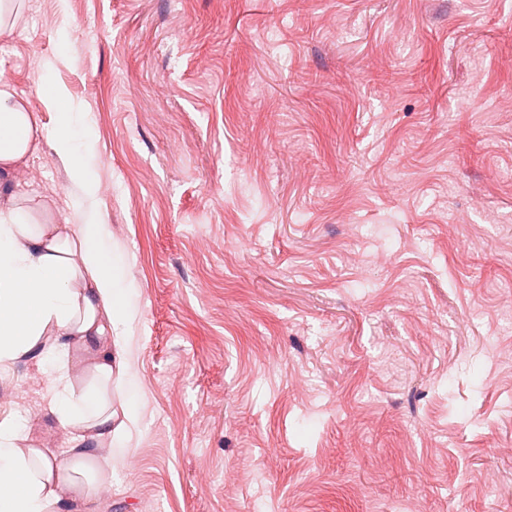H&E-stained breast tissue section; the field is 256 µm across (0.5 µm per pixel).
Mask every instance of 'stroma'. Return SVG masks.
Returning <instances> with one entry per match:
<instances>
[{
    "label": "stroma",
    "instance_id": "1",
    "mask_svg": "<svg viewBox=\"0 0 512 512\" xmlns=\"http://www.w3.org/2000/svg\"><path fill=\"white\" fill-rule=\"evenodd\" d=\"M0 66L89 112L132 290L142 421L79 512H512V0H27ZM45 386L0 411L68 461Z\"/></svg>",
    "mask_w": 512,
    "mask_h": 512
}]
</instances>
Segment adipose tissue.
Segmentation results:
<instances>
[{"label": "adipose tissue", "mask_w": 512, "mask_h": 512, "mask_svg": "<svg viewBox=\"0 0 512 512\" xmlns=\"http://www.w3.org/2000/svg\"><path fill=\"white\" fill-rule=\"evenodd\" d=\"M44 96L58 111L48 136L0 70V374L36 357L49 375L45 412L79 446L80 460L63 463L31 446L21 418L0 414V512H63L90 497L112 470L100 447H124L141 417L139 400L112 396L129 376L134 311L102 248L106 226L86 162L90 118L62 89ZM45 139L83 191L64 209L21 187L20 173ZM76 350L93 358L74 373Z\"/></svg>", "instance_id": "obj_1"}]
</instances>
